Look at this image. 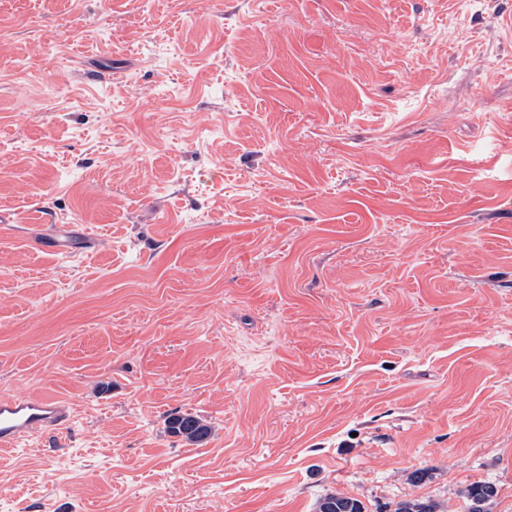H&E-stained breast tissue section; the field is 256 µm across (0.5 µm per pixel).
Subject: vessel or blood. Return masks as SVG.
<instances>
[{"mask_svg": "<svg viewBox=\"0 0 512 512\" xmlns=\"http://www.w3.org/2000/svg\"><path fill=\"white\" fill-rule=\"evenodd\" d=\"M70 406L59 399L19 396L0 400V449L17 447L21 439L65 424Z\"/></svg>", "mask_w": 512, "mask_h": 512, "instance_id": "vessel-or-blood-1", "label": "vessel or blood"}]
</instances>
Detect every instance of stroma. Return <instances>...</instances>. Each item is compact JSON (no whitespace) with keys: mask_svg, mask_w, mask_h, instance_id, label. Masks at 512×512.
<instances>
[{"mask_svg":"<svg viewBox=\"0 0 512 512\" xmlns=\"http://www.w3.org/2000/svg\"><path fill=\"white\" fill-rule=\"evenodd\" d=\"M0 211V512H512V0H0ZM71 407L64 401L19 396L0 400V449L17 447L23 438L40 435L65 424ZM168 431L192 443L202 442L209 433L208 426L191 414L177 415L168 420ZM496 496V489L492 485H473L465 491L467 501L466 512H491V504ZM317 512H364L361 503L338 494L329 495L319 502Z\"/></svg>","mask_w":512,"mask_h":512,"instance_id":"1","label":"stroma"}]
</instances>
